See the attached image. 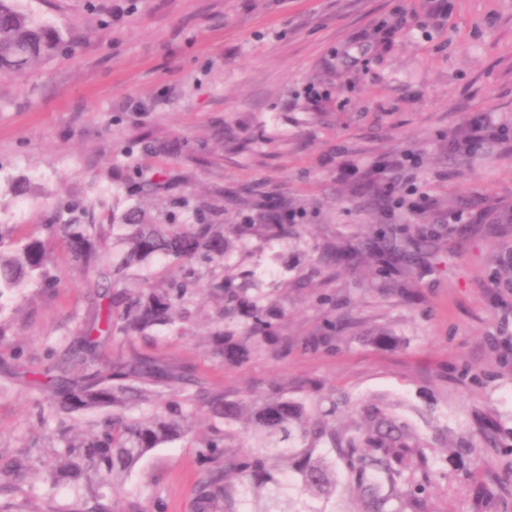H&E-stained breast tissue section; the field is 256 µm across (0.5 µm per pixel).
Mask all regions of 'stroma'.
<instances>
[{
	"mask_svg": "<svg viewBox=\"0 0 512 512\" xmlns=\"http://www.w3.org/2000/svg\"><path fill=\"white\" fill-rule=\"evenodd\" d=\"M62 35L52 57L0 78V224L40 238L80 203L107 225L133 209L158 223L222 225L225 267L197 263L202 286L187 319L152 337H116L101 365L136 353L190 369L187 431L148 453L116 512H192L196 450L224 421L201 394L255 403L314 392L340 405L335 423L377 405L430 437L445 460L474 435L479 477L448 467L433 512H475L512 457L479 425L512 427V0H21ZM255 185L288 199L296 234L271 246ZM407 225L428 246L381 249L379 228ZM351 260H339L346 248ZM55 287L0 299V477L11 512H70L91 487L53 482L61 430L99 429L103 409L56 412L31 386L90 311L89 278L65 243L49 251ZM279 319L287 354L266 347L242 362L214 354L227 328L211 285L247 272ZM395 337L390 346L372 335Z\"/></svg>",
	"mask_w": 512,
	"mask_h": 512,
	"instance_id": "35a3bbf8",
	"label": "stroma"
}]
</instances>
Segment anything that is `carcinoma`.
I'll return each mask as SVG.
<instances>
[{
    "mask_svg": "<svg viewBox=\"0 0 512 512\" xmlns=\"http://www.w3.org/2000/svg\"><path fill=\"white\" fill-rule=\"evenodd\" d=\"M60 33L36 22L18 0H0V77L28 69L58 52ZM78 206L59 213L45 225L46 237L14 244L0 225V298L28 285L55 284L47 267L50 245L61 240L82 272L96 268L105 259L102 225L84 224L75 215ZM129 231L121 240L127 245L123 261L112 270V282L96 283L90 321L73 338L62 356L45 370L46 388L52 391V406L66 412L96 408L112 409L95 436L76 442L65 440L64 452L53 477L77 483L95 478L114 489L122 488L121 475L128 473L147 453L174 440L186 430V415L180 403L169 400L149 411L167 388L177 395L191 379L157 359H120L98 367L96 352L101 342L115 332L143 334L174 322L183 298L197 286L188 271L179 281L159 288L145 279L131 291L118 284L128 268L160 259L174 269H183L198 255L211 263L229 258V241L217 225L196 215V223L144 224L135 211L124 217ZM267 236L286 242L293 225L265 224ZM224 317L244 321L236 331L216 333L214 342L224 358L240 361L264 345L288 342L278 336L271 306L261 296L251 300L248 289L228 282L220 286ZM316 398L297 400L279 396L243 413V405L214 396L213 412L224 418V433L210 437L196 449L201 466L195 512H327L311 507L307 499L329 502L336 494L356 501L358 512H431L429 500L446 471L429 455L425 438L414 433L400 417L376 407L365 409L369 426L339 430L329 424L336 415V401ZM240 429L256 438L250 448L229 445ZM452 457L470 465L474 445L466 436L451 445ZM298 488V507L279 508L284 497Z\"/></svg>",
    "mask_w": 512,
    "mask_h": 512,
    "instance_id": "cac0c4a2",
    "label": "carcinoma"
}]
</instances>
